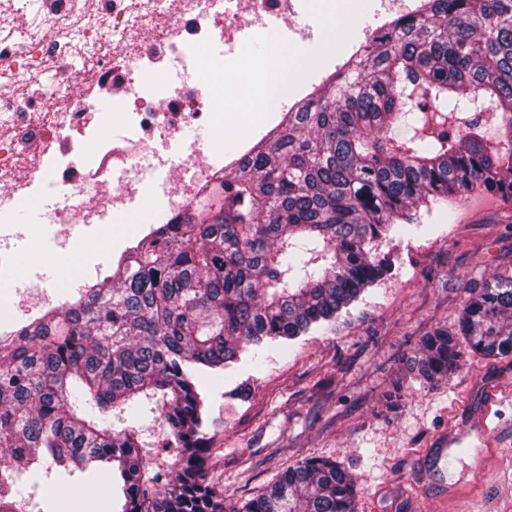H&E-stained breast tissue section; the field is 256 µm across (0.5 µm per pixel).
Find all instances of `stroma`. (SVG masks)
Returning a JSON list of instances; mask_svg holds the SVG:
<instances>
[{"label":"stroma","mask_w":512,"mask_h":512,"mask_svg":"<svg viewBox=\"0 0 512 512\" xmlns=\"http://www.w3.org/2000/svg\"><path fill=\"white\" fill-rule=\"evenodd\" d=\"M424 230L398 240L393 274L368 289L351 324L271 345L261 367L241 360L218 376H199L202 431L210 448L207 480L230 502L261 494L288 466L309 457L341 462L356 480V512H512V389L496 409L494 447L480 473L474 440L435 454L438 437L466 430L488 386L512 379V359L474 353L448 380L406 383L407 360L430 329H456L468 286L512 271V201L478 192L419 212ZM114 224L97 240L71 239L40 251L37 271L69 255L77 269L106 264ZM251 386L248 399L233 390ZM111 494L101 468L73 475L39 471L22 492L41 512L90 480Z\"/></svg>","instance_id":"1"}]
</instances>
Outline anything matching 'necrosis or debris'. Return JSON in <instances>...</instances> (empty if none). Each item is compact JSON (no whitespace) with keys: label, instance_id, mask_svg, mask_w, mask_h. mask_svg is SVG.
Wrapping results in <instances>:
<instances>
[{"label":"necrosis or debris","instance_id":"1","mask_svg":"<svg viewBox=\"0 0 512 512\" xmlns=\"http://www.w3.org/2000/svg\"><path fill=\"white\" fill-rule=\"evenodd\" d=\"M305 0H41L24 42L9 35L19 11L0 0V260L26 236L16 203L67 187L68 203L39 213L45 235L62 241L126 224L112 251L128 255L158 220L178 221L225 170L272 136L288 112L314 98L348 69L359 46L327 63L317 81L274 102L265 122L218 161L203 159L186 133L209 126L211 93L201 82L155 86L153 75L192 61L193 44L211 41L218 56L236 57L248 39L277 35L296 48L315 45L320 24L295 27ZM53 75L64 98L42 112L29 94Z\"/></svg>","mask_w":512,"mask_h":512}]
</instances>
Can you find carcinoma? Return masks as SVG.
<instances>
[{
  "label": "carcinoma",
  "mask_w": 512,
  "mask_h": 512,
  "mask_svg": "<svg viewBox=\"0 0 512 512\" xmlns=\"http://www.w3.org/2000/svg\"><path fill=\"white\" fill-rule=\"evenodd\" d=\"M474 191L512 199V0H427L224 174L218 203L156 225L112 283L0 340V512H35L12 497L30 471L92 464L115 478L119 512H355L352 474L318 457L219 503L197 377L337 331L393 270L396 234L422 231L420 208ZM459 332L512 356V273L474 287ZM459 356L435 327L414 379L448 377ZM146 409L170 464L135 426Z\"/></svg>",
  "instance_id": "obj_1"
}]
</instances>
